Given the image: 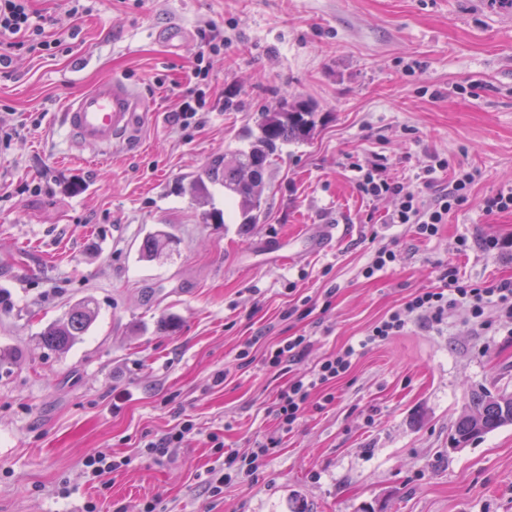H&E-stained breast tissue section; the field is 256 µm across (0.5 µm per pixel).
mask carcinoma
Listing matches in <instances>:
<instances>
[{
  "label": "carcinoma",
  "mask_w": 512,
  "mask_h": 512,
  "mask_svg": "<svg viewBox=\"0 0 512 512\" xmlns=\"http://www.w3.org/2000/svg\"><path fill=\"white\" fill-rule=\"evenodd\" d=\"M316 127L317 112L312 104L282 99L277 109L260 113L257 133L249 134L247 144L224 153L190 181V195L198 203L208 204L212 197L211 187L220 185L224 187V197L236 204L242 224L259 223L268 168L281 156L284 145L308 141ZM169 241V235L162 232L148 235L140 247L142 257H153ZM95 317L96 310L91 307V302L82 301L73 306L64 319L47 326L39 340L48 349L65 351L86 334ZM511 424V393L475 391L471 395L470 409L455 422L453 444H467Z\"/></svg>",
  "instance_id": "cac0c4a2"
}]
</instances>
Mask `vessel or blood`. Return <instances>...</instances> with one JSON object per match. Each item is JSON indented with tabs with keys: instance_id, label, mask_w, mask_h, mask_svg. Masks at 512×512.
I'll use <instances>...</instances> for the list:
<instances>
[{
	"instance_id": "obj_1",
	"label": "vessel or blood",
	"mask_w": 512,
	"mask_h": 512,
	"mask_svg": "<svg viewBox=\"0 0 512 512\" xmlns=\"http://www.w3.org/2000/svg\"><path fill=\"white\" fill-rule=\"evenodd\" d=\"M145 109L135 89L124 81L105 78L69 98L64 125L78 151L106 153L133 134L138 115Z\"/></svg>"
}]
</instances>
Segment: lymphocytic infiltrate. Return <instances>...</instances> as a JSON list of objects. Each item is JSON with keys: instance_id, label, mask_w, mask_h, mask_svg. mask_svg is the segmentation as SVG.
Wrapping results in <instances>:
<instances>
[{"instance_id": "f902f5d3", "label": "lymphocytic infiltrate", "mask_w": 512, "mask_h": 512, "mask_svg": "<svg viewBox=\"0 0 512 512\" xmlns=\"http://www.w3.org/2000/svg\"><path fill=\"white\" fill-rule=\"evenodd\" d=\"M29 0H0V35H12L11 49L30 52H48L59 47V40L46 39L43 25L32 19ZM449 169L446 161L430 158L424 164L418 179L420 188L376 176L373 171L360 173L358 186L370 196L388 195L397 206L389 217L393 224H411L418 237L428 239L438 234L442 224L454 209L468 204L478 174L475 170L460 168L453 175L446 189L430 201H423L421 188L430 187L436 172ZM495 308L506 318L512 319V279H502L490 284L470 283L462 280L455 268L443 267L438 285L413 293L402 306L390 311L370 327L359 346H347L319 361L310 374L295 377L279 390L274 399V413L280 429L292 431L305 413L313 393H323L324 403H331V396L324 390L338 377L346 373L357 354L358 348L370 347L401 335L410 321L441 325L448 316L465 310L474 322H481L487 308ZM213 448L224 454V471L220 477H208L213 493H221L238 471H256L268 456L271 440H258L249 458L242 459L226 450L224 441L216 434H209Z\"/></svg>"}]
</instances>
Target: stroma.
Returning a JSON list of instances; mask_svg holds the SVG:
<instances>
[{"mask_svg": "<svg viewBox=\"0 0 512 512\" xmlns=\"http://www.w3.org/2000/svg\"><path fill=\"white\" fill-rule=\"evenodd\" d=\"M31 0L52 18L54 54L14 52L0 65V512H512V425L452 447L474 390L512 393V323L486 310L485 327L456 312L437 328L359 348L369 327L406 297L437 284L512 278V212L482 200L512 185V6L487 0ZM224 47L210 59L200 124L172 119L194 84L197 31ZM177 27L179 48L159 39ZM112 77L149 103L135 136L110 156L71 145L67 98ZM316 104L312 140L284 148L266 176L261 223L241 225L213 187L223 223H204L188 183L238 147L258 114L283 97ZM451 172L477 170L468 204L430 239L392 224L387 196L363 194L356 166L416 185L429 156ZM347 230L332 250L308 240L322 225ZM163 230L173 242L152 260L139 245ZM498 250H483L485 236ZM470 248L457 249L458 239ZM285 241L293 257L279 264ZM399 259L372 278L375 248ZM97 317L69 350L39 334L83 299ZM304 335L306 354L282 371L265 354ZM351 368L278 434L276 393L344 346ZM223 383H214L218 372ZM199 432L164 457L146 435L182 419ZM218 433L239 457L278 436L255 473L212 496L204 484ZM96 451L130 465L86 482Z\"/></svg>", "mask_w": 512, "mask_h": 512, "instance_id": "1", "label": "stroma"}]
</instances>
